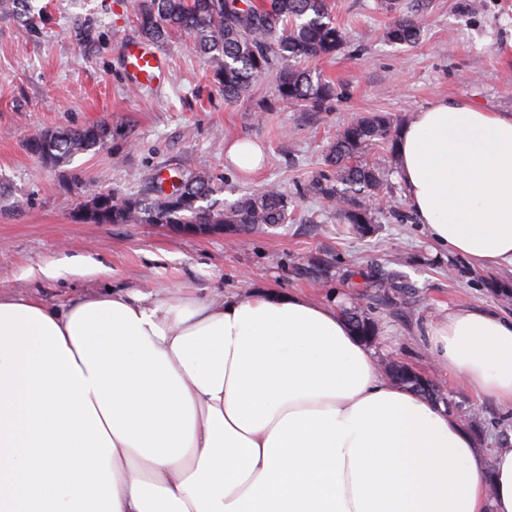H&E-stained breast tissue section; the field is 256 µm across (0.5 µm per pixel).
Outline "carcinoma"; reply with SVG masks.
<instances>
[{
  "instance_id": "obj_1",
  "label": "carcinoma",
  "mask_w": 512,
  "mask_h": 512,
  "mask_svg": "<svg viewBox=\"0 0 512 512\" xmlns=\"http://www.w3.org/2000/svg\"><path fill=\"white\" fill-rule=\"evenodd\" d=\"M142 36L163 42L184 34L210 63V75L224 99L238 100L257 78L273 73L277 96L296 105L319 107L336 96V88L298 64L336 54L346 32L333 21L327 0H133ZM0 10L32 27L35 15L28 0H0ZM419 18L400 17L386 31L399 44L419 40ZM107 136L103 125L42 133L29 141V150L58 166L77 153L100 145ZM392 136L382 116L352 118L338 134L329 157L333 170L318 173L305 188L308 195L333 202L349 224L365 229L374 223L376 206L386 199L383 175L365 153ZM150 192L104 196L99 217L90 224H226L240 232L257 225L285 224L288 195L267 188L228 205L212 202L216 184L191 174L174 181L165 193L156 181Z\"/></svg>"
}]
</instances>
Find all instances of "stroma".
I'll return each instance as SVG.
<instances>
[{
	"mask_svg": "<svg viewBox=\"0 0 512 512\" xmlns=\"http://www.w3.org/2000/svg\"><path fill=\"white\" fill-rule=\"evenodd\" d=\"M41 19L31 28L0 13V191L22 199L0 211V294L27 293L52 304L100 288L147 286L170 293L245 296L273 290L337 309L358 307L376 329L368 346L377 362L412 367L437 382L466 414L477 448H512V411L481 399L433 360L427 324L459 309L512 316V270L477 269L437 247L414 218L376 214L370 231L343 223L334 203L302 192L326 170L342 127L359 114L387 116L400 130L412 115L455 99L487 112L512 114V0H328L348 35L334 58L312 67L335 83L338 97L318 108L277 99L275 77L256 80L245 96L225 101L205 60L189 40L159 44L169 80L160 89L132 90L123 48L139 40L132 0H32ZM425 20L412 46L387 40L396 18ZM99 25L85 45L76 32ZM107 124L96 150L58 167L40 164L30 137L56 127ZM250 138L266 166L243 177L224 166V143ZM181 169L223 182L217 201L232 203L274 186L287 194L288 223L240 238L185 236L152 224H87L77 202L98 191L124 196L147 178ZM90 258L103 278L47 281L32 268ZM375 267L407 284L380 301L363 275Z\"/></svg>",
	"mask_w": 512,
	"mask_h": 512,
	"instance_id": "obj_1",
	"label": "stroma"
}]
</instances>
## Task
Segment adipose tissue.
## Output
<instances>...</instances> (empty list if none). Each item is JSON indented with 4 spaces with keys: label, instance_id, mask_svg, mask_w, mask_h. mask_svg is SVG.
<instances>
[{
    "label": "adipose tissue",
    "instance_id": "ef3b65f1",
    "mask_svg": "<svg viewBox=\"0 0 512 512\" xmlns=\"http://www.w3.org/2000/svg\"><path fill=\"white\" fill-rule=\"evenodd\" d=\"M396 151L433 241L512 267V115L443 99ZM427 337L512 408V317L459 310ZM0 512H512V448L481 452L302 296L0 295Z\"/></svg>",
    "mask_w": 512,
    "mask_h": 512
}]
</instances>
